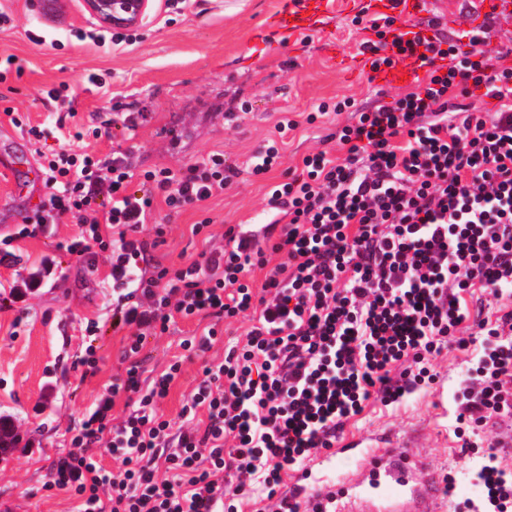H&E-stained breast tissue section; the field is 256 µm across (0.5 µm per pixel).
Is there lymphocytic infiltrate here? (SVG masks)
I'll return each instance as SVG.
<instances>
[{"label":"lymphocytic infiltrate","instance_id":"lymphocytic-infiltrate-1","mask_svg":"<svg viewBox=\"0 0 512 512\" xmlns=\"http://www.w3.org/2000/svg\"><path fill=\"white\" fill-rule=\"evenodd\" d=\"M480 42L470 32L449 73L343 126L345 156L308 154L273 184L274 232L258 241L227 227L222 247L183 267L157 263L141 229L151 222L166 235L156 201L173 215L230 185L238 171L223 152L140 172L130 153L81 148L103 135L87 126L45 155L47 192L14 236L76 225L65 255L90 271L109 264L111 328L126 339L123 375L69 428V449L52 465V486L78 512H238L257 484L276 512H299L280 490L284 474L333 448L370 400L392 404L433 383L445 347L473 345L471 326L485 339L460 384L455 428L464 447L484 450L474 472L482 498L470 509L512 512V468L482 434L512 410V310L492 320L464 298L480 288L512 299V72L478 59ZM474 88L499 110L471 112L462 99ZM178 317L212 321L200 340L183 341L190 352L208 350L221 322L249 326L205 365L175 430L158 403L181 364L149 377L141 352ZM99 448L120 460L119 473L104 469Z\"/></svg>","mask_w":512,"mask_h":512}]
</instances>
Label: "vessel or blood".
<instances>
[{
  "mask_svg": "<svg viewBox=\"0 0 512 512\" xmlns=\"http://www.w3.org/2000/svg\"><path fill=\"white\" fill-rule=\"evenodd\" d=\"M385 10L416 17L442 13L454 27H471L476 15H487L512 32V0H383ZM335 11V0H289L279 24L291 31L323 23ZM361 61L374 73L380 91L414 87L437 66H452L453 58L435 55L420 59L407 44L372 42ZM361 458L338 485L307 491L301 512H445L438 491V474L419 453L414 438L361 436L346 442Z\"/></svg>",
  "mask_w": 512,
  "mask_h": 512,
  "instance_id": "vessel-or-blood-1",
  "label": "vessel or blood"
}]
</instances>
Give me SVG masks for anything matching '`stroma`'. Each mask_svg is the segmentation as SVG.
<instances>
[{
  "mask_svg": "<svg viewBox=\"0 0 512 512\" xmlns=\"http://www.w3.org/2000/svg\"><path fill=\"white\" fill-rule=\"evenodd\" d=\"M284 0H150L147 19L134 27L135 41L107 47L78 39L93 18L84 0H61L58 13L43 14L38 0H7L15 21L0 30V58L16 56L22 76L0 83V158L30 159L40 164L36 146L6 114L14 108L31 123L46 122L50 111L43 89L65 82L74 92V117L69 125L109 124L111 138L90 140L100 154L132 149L139 170L158 166L179 169L207 152L220 150L239 174L223 194L203 206L179 214L156 211L168 220L164 243H156L152 225L142 237L164 266L175 268L198 259L203 236L190 228L203 219L215 227L259 224L265 219L266 194L282 171L299 166L308 153L328 148L327 137L347 123L350 111L334 112L335 104L353 99L355 108L381 102L367 70L356 58L361 40L372 29L391 35L385 17L371 19L342 11L327 30L288 36L277 26ZM43 29L65 33L63 48L38 44L29 32ZM108 74L105 88L89 85L90 74ZM330 112L319 114L320 104ZM316 114L307 123L308 114ZM297 121L283 150L282 166L265 177L253 176L251 157L276 134L282 116ZM132 118L127 129L124 118ZM47 189L41 182H22L11 189L0 173V224L19 223L20 211L38 203ZM76 230L59 225L50 238L13 241L10 261L0 264V294L9 295L19 276L37 269L43 257ZM109 268L99 264L87 274L76 259L64 258L58 276L27 301L26 312L0 308V417L9 422L15 442L0 454V499L15 512H73L75 503L51 487L49 471L64 452L69 426L82 420L123 367L121 335L90 340L87 326L102 320L112 306ZM200 320H176L167 334L147 337L142 351L148 368L182 363L181 374L159 408L177 420L182 405L202 377L206 362L222 359L236 328L224 334L203 356L186 358L183 340L200 335ZM95 345L98 372L85 376L82 359ZM467 368L466 356L448 349L438 358L436 380L397 403L370 401L343 431L350 438L361 432H388L403 439L426 428L422 453L440 477H452L455 489L447 512H462L463 504L481 494L472 478L480 449L462 448L453 433L457 415L455 393Z\"/></svg>",
  "mask_w": 512,
  "mask_h": 512,
  "instance_id": "1",
  "label": "stroma"
}]
</instances>
